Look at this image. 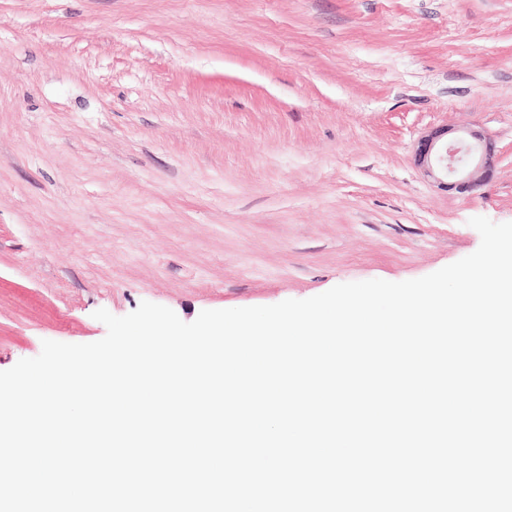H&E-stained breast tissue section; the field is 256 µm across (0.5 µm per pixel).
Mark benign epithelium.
Masks as SVG:
<instances>
[{"mask_svg":"<svg viewBox=\"0 0 512 512\" xmlns=\"http://www.w3.org/2000/svg\"><path fill=\"white\" fill-rule=\"evenodd\" d=\"M496 161L495 144L474 129H435L420 139L415 152V162L427 176L459 194L491 180Z\"/></svg>","mask_w":512,"mask_h":512,"instance_id":"1","label":"benign epithelium"}]
</instances>
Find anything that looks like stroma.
I'll return each mask as SVG.
<instances>
[{
	"mask_svg": "<svg viewBox=\"0 0 512 512\" xmlns=\"http://www.w3.org/2000/svg\"><path fill=\"white\" fill-rule=\"evenodd\" d=\"M494 178L445 191L426 132ZM512 222V0H0V371L149 301L429 275ZM497 161L495 144L482 132L441 127L418 142L415 162L449 191L469 194L491 180Z\"/></svg>",
	"mask_w": 512,
	"mask_h": 512,
	"instance_id": "35a3bbf8",
	"label": "stroma"
}]
</instances>
